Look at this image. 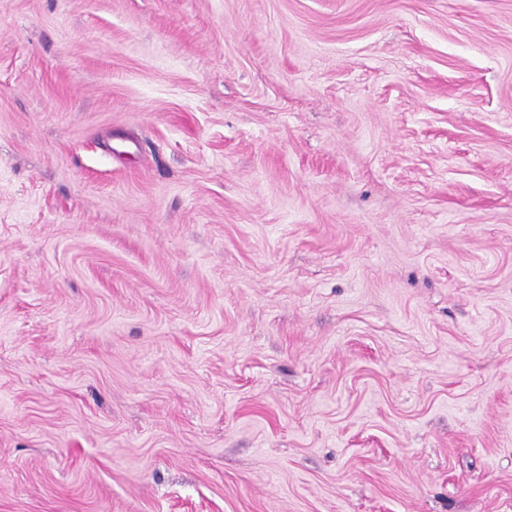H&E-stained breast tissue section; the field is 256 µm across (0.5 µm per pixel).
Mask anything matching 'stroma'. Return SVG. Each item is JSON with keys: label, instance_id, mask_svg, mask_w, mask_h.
<instances>
[{"label": "stroma", "instance_id": "35a3bbf8", "mask_svg": "<svg viewBox=\"0 0 512 512\" xmlns=\"http://www.w3.org/2000/svg\"><path fill=\"white\" fill-rule=\"evenodd\" d=\"M0 512H512V0H0Z\"/></svg>", "mask_w": 512, "mask_h": 512}]
</instances>
